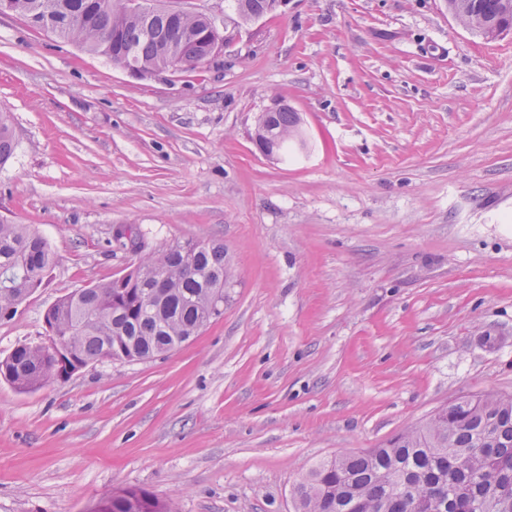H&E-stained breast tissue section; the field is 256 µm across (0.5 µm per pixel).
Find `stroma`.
Wrapping results in <instances>:
<instances>
[{"label": "stroma", "mask_w": 512, "mask_h": 512, "mask_svg": "<svg viewBox=\"0 0 512 512\" xmlns=\"http://www.w3.org/2000/svg\"><path fill=\"white\" fill-rule=\"evenodd\" d=\"M277 100L306 133L282 158L254 143ZM0 110V217L55 255L0 357L173 242L223 244L230 269L223 314L168 354L0 382V512L133 486L174 512H293L317 462L512 394V34L444 0H285L211 66L137 78L4 15ZM17 136L8 112H0V166L11 160L17 147Z\"/></svg>", "instance_id": "obj_1"}]
</instances>
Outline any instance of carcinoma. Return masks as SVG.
<instances>
[{
    "instance_id": "1",
    "label": "carcinoma",
    "mask_w": 512,
    "mask_h": 512,
    "mask_svg": "<svg viewBox=\"0 0 512 512\" xmlns=\"http://www.w3.org/2000/svg\"><path fill=\"white\" fill-rule=\"evenodd\" d=\"M22 17L51 13L44 29L113 65L131 64L145 75L206 66V39L215 22L206 15L182 17L176 33L157 17L154 31L128 0H100L72 23L86 0H17ZM457 20L483 36L486 27L512 30V0H448ZM301 116L281 104L267 119L277 151L287 149L300 129ZM17 136L10 115L0 112V166L15 154ZM54 263L47 241L27 224L0 218V320L16 314L43 283ZM166 277L154 305L144 296L157 289L148 274ZM224 245L194 240L176 242L127 273V287L108 281L79 288L58 299L44 321L69 332L72 344L61 357L38 343L17 345L0 359V381L20 392L61 381L67 368L108 359L133 362L166 354L223 314L212 294L224 287ZM295 512H512V395L487 392L465 397L436 412L425 424L406 430L382 447L347 453L322 462L293 486ZM107 512H172L170 502L141 487L117 489Z\"/></svg>"
}]
</instances>
